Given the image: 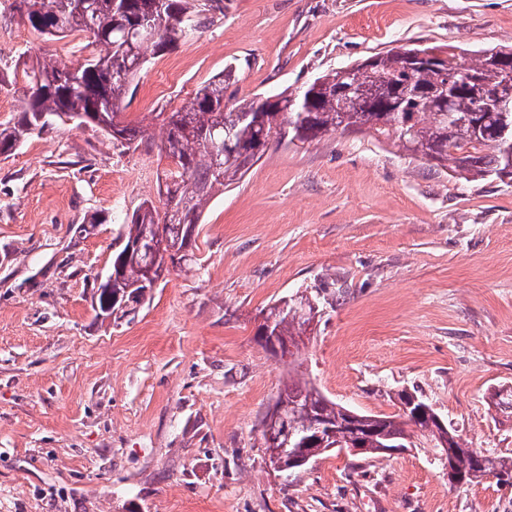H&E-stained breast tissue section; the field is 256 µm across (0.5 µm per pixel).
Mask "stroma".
I'll return each instance as SVG.
<instances>
[{"label": "stroma", "instance_id": "stroma-1", "mask_svg": "<svg viewBox=\"0 0 512 512\" xmlns=\"http://www.w3.org/2000/svg\"><path fill=\"white\" fill-rule=\"evenodd\" d=\"M151 58L124 112L138 149L70 122L0 155V512H512V486L449 485L430 440L336 451L286 476L255 427L288 383L256 340L279 298L335 279L343 295L299 342L305 378L365 414L397 391L470 447L512 455V186L462 179L372 133L272 144L215 196L196 261L119 322L92 308L121 224L156 199L158 115L235 65L238 96L299 87L401 45L512 47V0H226ZM0 0V69L48 53Z\"/></svg>", "mask_w": 512, "mask_h": 512}]
</instances>
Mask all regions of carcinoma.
<instances>
[{
    "label": "carcinoma",
    "mask_w": 512,
    "mask_h": 512,
    "mask_svg": "<svg viewBox=\"0 0 512 512\" xmlns=\"http://www.w3.org/2000/svg\"><path fill=\"white\" fill-rule=\"evenodd\" d=\"M13 0L12 10L46 40L70 33L84 35L96 53L77 67L52 57H38L28 78L21 121L0 129V155L11 152L44 130L41 117L72 120L105 133L112 144L137 147L146 128L118 111L147 56L174 50L214 15L224 14V0H95L84 13L77 0ZM159 25L155 38H143L148 22ZM512 68V47L466 57L453 47L410 45L372 56L285 88L265 97H226L236 68L228 65L197 88L182 106L163 118L162 150L175 162L164 172L158 192L163 209L150 201L121 225L112 252V288H97L96 315L119 320L151 299L154 284L146 276L154 254L146 236L158 230L171 265L193 261L196 225L210 200L240 182L273 140L302 144L338 130H368L413 158L451 163L462 178L512 185V97L502 92L503 74ZM329 284L311 294L297 291L277 300L258 326V343L269 352L293 355L306 326L338 299ZM398 413L371 415L325 397L297 377L276 398L284 407L291 443L312 436V423L332 431L336 450L354 456H385L411 446L418 433L435 442L448 482L512 481V456H493L470 448L458 431L424 399L401 390ZM280 429L259 433L270 467L281 473L302 469L277 444Z\"/></svg>",
    "instance_id": "carcinoma-1"
}]
</instances>
